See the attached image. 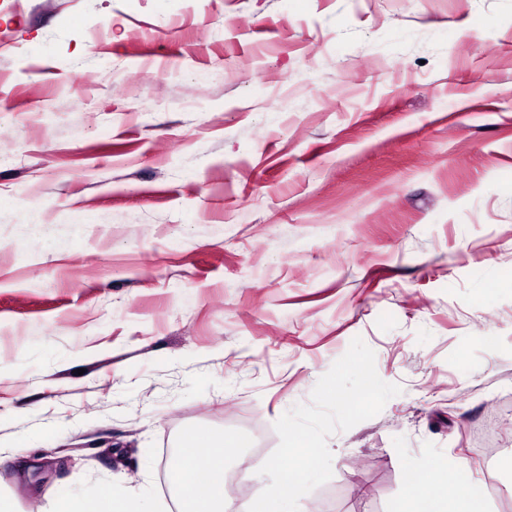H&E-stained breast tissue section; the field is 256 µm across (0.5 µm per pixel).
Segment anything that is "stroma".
Returning a JSON list of instances; mask_svg holds the SVG:
<instances>
[{"label": "stroma", "mask_w": 512, "mask_h": 512, "mask_svg": "<svg viewBox=\"0 0 512 512\" xmlns=\"http://www.w3.org/2000/svg\"><path fill=\"white\" fill-rule=\"evenodd\" d=\"M512 0H0V491L175 512L189 425L251 435L359 337L400 385L307 512L460 462L512 512ZM502 450L485 459L481 438Z\"/></svg>", "instance_id": "1"}]
</instances>
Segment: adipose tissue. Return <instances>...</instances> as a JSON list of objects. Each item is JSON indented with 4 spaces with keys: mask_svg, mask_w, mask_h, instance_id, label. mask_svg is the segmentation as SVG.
Wrapping results in <instances>:
<instances>
[{
    "mask_svg": "<svg viewBox=\"0 0 512 512\" xmlns=\"http://www.w3.org/2000/svg\"><path fill=\"white\" fill-rule=\"evenodd\" d=\"M406 478L412 494L399 502L394 512H444L443 506L451 497L456 500L454 512H482L484 485L471 481L466 467H456L443 475L432 467L422 473L410 470ZM44 496L51 502L53 512H132L129 502L107 495L74 502L70 489L64 485H52Z\"/></svg>",
    "mask_w": 512,
    "mask_h": 512,
    "instance_id": "ef3b65f1",
    "label": "adipose tissue"
}]
</instances>
